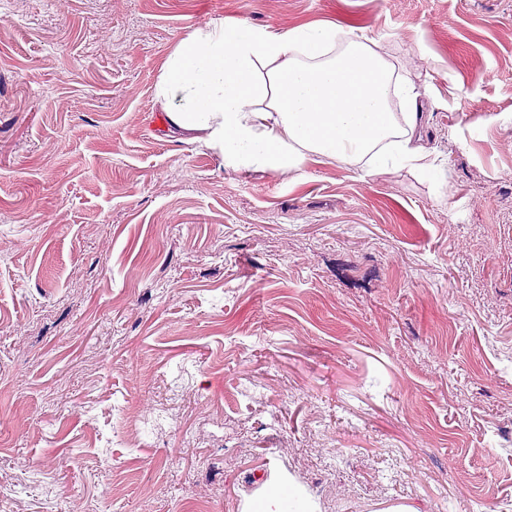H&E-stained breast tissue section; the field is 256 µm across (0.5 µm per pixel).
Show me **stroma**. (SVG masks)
<instances>
[{
    "label": "stroma",
    "mask_w": 512,
    "mask_h": 512,
    "mask_svg": "<svg viewBox=\"0 0 512 512\" xmlns=\"http://www.w3.org/2000/svg\"><path fill=\"white\" fill-rule=\"evenodd\" d=\"M217 20L373 40L435 174L172 139L154 86ZM272 477L512 512V0H0V512H241Z\"/></svg>",
    "instance_id": "1"
}]
</instances>
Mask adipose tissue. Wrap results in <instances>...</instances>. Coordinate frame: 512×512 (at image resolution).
<instances>
[{"label":"adipose tissue","mask_w":512,"mask_h":512,"mask_svg":"<svg viewBox=\"0 0 512 512\" xmlns=\"http://www.w3.org/2000/svg\"><path fill=\"white\" fill-rule=\"evenodd\" d=\"M330 24L278 34L214 21L187 32L155 87L174 139L215 151L225 168L285 173L310 158L412 166L432 172L413 142L416 112H393L391 97L415 102L381 55L360 40L338 46ZM242 512H312L307 498L267 480Z\"/></svg>","instance_id":"ef3b65f1"}]
</instances>
